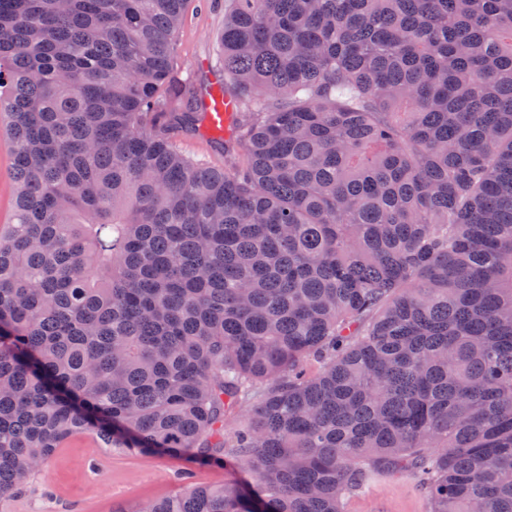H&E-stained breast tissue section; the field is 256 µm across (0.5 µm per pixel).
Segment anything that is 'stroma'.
<instances>
[{
    "label": "stroma",
    "mask_w": 512,
    "mask_h": 512,
    "mask_svg": "<svg viewBox=\"0 0 512 512\" xmlns=\"http://www.w3.org/2000/svg\"><path fill=\"white\" fill-rule=\"evenodd\" d=\"M223 29V0L205 12L189 9L177 50L179 74L196 70L208 82L223 72ZM188 479L261 491L248 465L232 455L222 465L201 467L185 455L103 448L83 434L66 440L31 488L1 504L0 512H132L142 503L177 493ZM345 512H431V504L407 474L381 471L373 473L364 492L347 500Z\"/></svg>",
    "instance_id": "stroma-1"
}]
</instances>
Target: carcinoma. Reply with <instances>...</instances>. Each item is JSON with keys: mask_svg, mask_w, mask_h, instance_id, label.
<instances>
[{"mask_svg": "<svg viewBox=\"0 0 512 512\" xmlns=\"http://www.w3.org/2000/svg\"><path fill=\"white\" fill-rule=\"evenodd\" d=\"M187 3L0 0V503L91 433L263 486L134 512H512V0H230L219 175ZM182 147L185 153L192 157H206L216 165L224 164V153L214 151L209 141L204 136L196 134L187 137L182 141ZM10 159L9 143L6 145L0 143V225L9 224L12 215L13 187L9 177ZM345 512H431L428 498L405 473L374 472L367 489L350 497Z\"/></svg>", "mask_w": 512, "mask_h": 512, "instance_id": "obj_1", "label": "carcinoma"}]
</instances>
